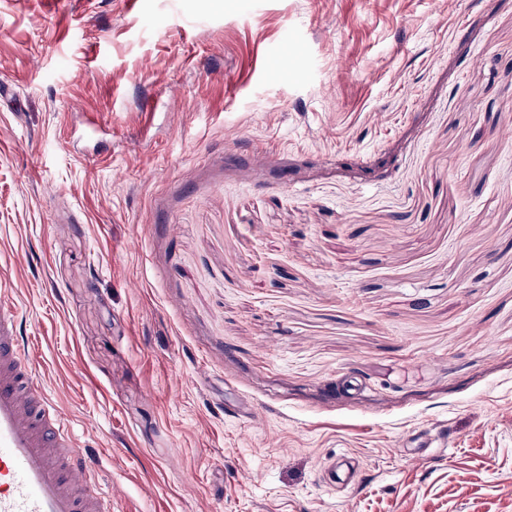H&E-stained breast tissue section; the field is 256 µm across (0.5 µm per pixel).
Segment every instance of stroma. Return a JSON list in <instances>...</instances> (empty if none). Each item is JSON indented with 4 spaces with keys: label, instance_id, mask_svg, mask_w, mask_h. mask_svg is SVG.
Listing matches in <instances>:
<instances>
[{
    "label": "stroma",
    "instance_id": "1",
    "mask_svg": "<svg viewBox=\"0 0 512 512\" xmlns=\"http://www.w3.org/2000/svg\"><path fill=\"white\" fill-rule=\"evenodd\" d=\"M508 125L512 0H0V283L112 512H512ZM354 476V466L347 457H341L336 463L332 462L325 470L324 480L327 484L352 482Z\"/></svg>",
    "mask_w": 512,
    "mask_h": 512
}]
</instances>
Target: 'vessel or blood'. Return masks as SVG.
<instances>
[{
    "label": "vessel or blood",
    "mask_w": 512,
    "mask_h": 512,
    "mask_svg": "<svg viewBox=\"0 0 512 512\" xmlns=\"http://www.w3.org/2000/svg\"><path fill=\"white\" fill-rule=\"evenodd\" d=\"M96 461L77 451L65 415L34 380L15 306L0 301V512H112V496L91 480ZM343 457L327 484L351 483Z\"/></svg>",
    "instance_id": "b4317fda"
}]
</instances>
